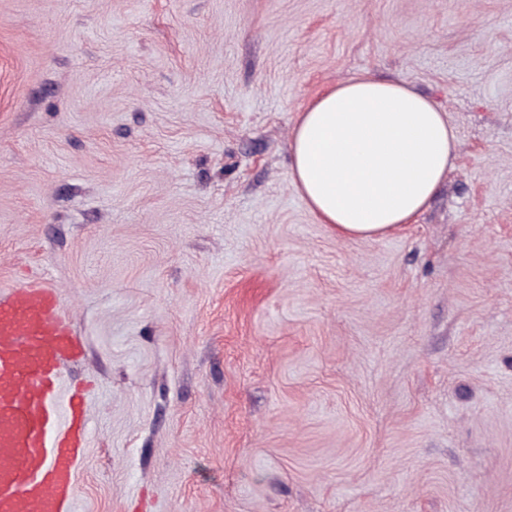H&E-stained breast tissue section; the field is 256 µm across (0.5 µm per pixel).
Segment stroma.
<instances>
[{
  "label": "stroma",
  "instance_id": "obj_1",
  "mask_svg": "<svg viewBox=\"0 0 512 512\" xmlns=\"http://www.w3.org/2000/svg\"><path fill=\"white\" fill-rule=\"evenodd\" d=\"M358 75L447 112L415 224L290 182ZM91 384L77 512H512V0H0V290Z\"/></svg>",
  "mask_w": 512,
  "mask_h": 512
}]
</instances>
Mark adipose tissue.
Here are the masks:
<instances>
[{
  "mask_svg": "<svg viewBox=\"0 0 512 512\" xmlns=\"http://www.w3.org/2000/svg\"><path fill=\"white\" fill-rule=\"evenodd\" d=\"M292 185L341 238L413 223L456 159V133L412 88L356 76L313 99L291 135Z\"/></svg>",
  "mask_w": 512,
  "mask_h": 512,
  "instance_id": "obj_1",
  "label": "adipose tissue"
}]
</instances>
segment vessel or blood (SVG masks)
Instances as JSON below:
<instances>
[{
	"instance_id": "obj_1",
	"label": "vessel or blood",
	"mask_w": 512,
	"mask_h": 512,
	"mask_svg": "<svg viewBox=\"0 0 512 512\" xmlns=\"http://www.w3.org/2000/svg\"><path fill=\"white\" fill-rule=\"evenodd\" d=\"M84 348L56 289L0 291V512H75L87 394L59 385Z\"/></svg>"
}]
</instances>
